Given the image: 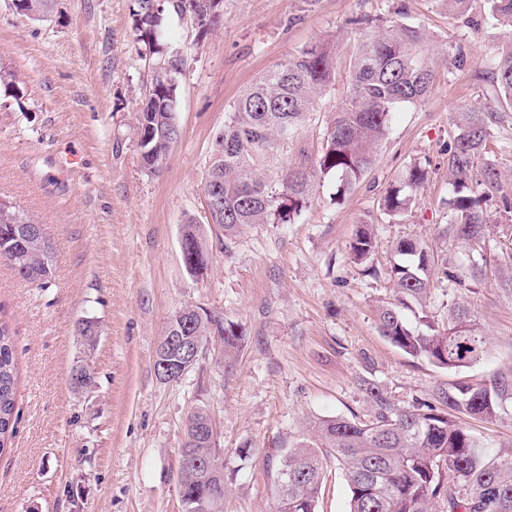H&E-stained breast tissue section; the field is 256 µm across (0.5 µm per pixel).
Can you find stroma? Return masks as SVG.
I'll return each mask as SVG.
<instances>
[{
	"instance_id": "stroma-1",
	"label": "stroma",
	"mask_w": 512,
	"mask_h": 512,
	"mask_svg": "<svg viewBox=\"0 0 512 512\" xmlns=\"http://www.w3.org/2000/svg\"><path fill=\"white\" fill-rule=\"evenodd\" d=\"M0 0V199L43 224L56 252L50 288L0 266V320L13 334L18 420L0 453V512H181L178 475L188 414L209 413L224 462V512H272L267 464L311 441L324 417L363 415V382L410 406L456 381L479 383L512 368V291L487 275L468 299L489 335V355L461 370L407 357L378 330L375 307L396 298L388 275L393 248L424 240L448 261L464 251L448 223V157L457 112L483 107L477 76L512 33L483 19V0L464 25L444 0H223L221 25L198 38L189 20L168 16L163 36L185 53L175 116L180 136L158 171L148 170L134 131L153 75L132 31L134 0H55L49 20L16 14ZM369 15L423 28L435 83L423 101L400 108L373 167L348 193L335 177L315 183L310 204L289 224H253L224 239L208 223L203 182L215 138L233 101L288 55L336 36V74L313 112L255 166L274 179L306 169L350 87L360 34L348 19ZM467 68L451 66L455 51ZM488 157L512 197V113L489 123ZM429 169L405 213L392 217L386 189L412 165ZM204 225L211 267L186 269L180 237L187 219ZM373 225L372 272L348 246ZM457 290L432 280L421 309L448 321ZM198 306L241 325L245 344L232 371L210 342L176 383L154 373L169 315ZM95 321L86 349L77 331ZM89 359L98 387L75 392L69 377Z\"/></svg>"
}]
</instances>
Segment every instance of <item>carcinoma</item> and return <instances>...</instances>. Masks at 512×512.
I'll return each mask as SVG.
<instances>
[{"instance_id": "cac0c4a2", "label": "carcinoma", "mask_w": 512, "mask_h": 512, "mask_svg": "<svg viewBox=\"0 0 512 512\" xmlns=\"http://www.w3.org/2000/svg\"><path fill=\"white\" fill-rule=\"evenodd\" d=\"M133 30L156 63L177 69L173 50L161 41L163 15H193L199 0H167L158 8L153 0H135ZM489 16L512 29V0H485ZM427 35L409 24H394L362 39L350 62V92L334 113L321 153L310 171L286 169L275 180L265 178L252 156L286 136L312 111L318 97L335 78L336 38L299 50L279 67L263 73L231 106L224 130L217 138L205 180L218 177L224 205L211 214L212 223L232 239L249 224L292 223L310 203L315 177L333 175L339 194L350 191L372 168L386 138L394 112L414 104L430 92L435 72L417 54ZM481 78L491 86L489 111L467 110L457 115L456 133L448 143V185L452 188L448 237L468 253L478 254L463 267L438 262L429 245L417 239L396 243L390 277L397 302L377 309L380 333L413 359H424L447 369L470 367L488 354L490 340L464 300L448 307V323L440 328L425 321V329L409 325L403 309L426 302L430 274L460 291L470 292L487 268L494 267L512 288V242L488 245L490 234L481 200L498 191L501 173L485 160L490 137L488 119L496 112H512V41L486 59ZM172 84L155 80L136 116V135L180 136L174 124ZM429 170L411 166L397 186L389 187L382 208L390 216L408 210ZM19 211L0 202V243L12 257L4 259L24 281L40 288L51 284L52 272L42 266L39 240L15 229ZM182 232L188 254L207 251L204 229L188 219ZM377 242L369 224L360 225L349 244L350 259L362 264ZM206 315L193 321L189 332L201 345L212 338ZM79 335L92 348L98 330L92 320L82 321ZM224 366L233 367L244 343L242 327L224 321ZM18 367L11 331L0 320V454L11 447L17 422ZM369 408L365 417H327L315 422L317 443L288 449L280 463L281 484L274 512H318L325 479L322 451L329 449L342 466L349 491L348 512H512V453L496 452L451 418L458 412L487 422L502 418L512 407V369L485 383H454L431 398L410 407L393 403L374 384L365 383ZM180 452L195 455L200 465L180 469V489L192 497L219 499L215 512H224V481L213 476L209 464L224 465L218 449L203 443Z\"/></svg>"}]
</instances>
